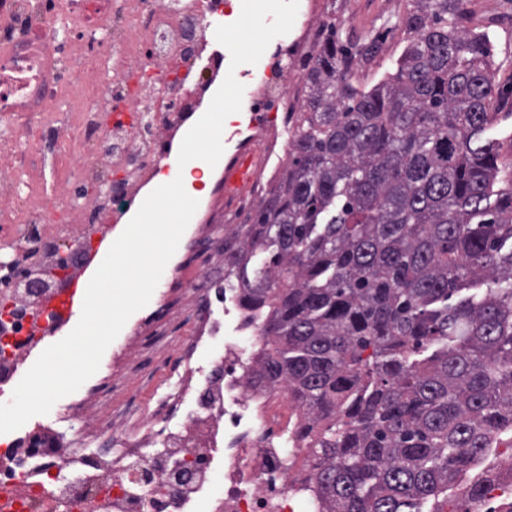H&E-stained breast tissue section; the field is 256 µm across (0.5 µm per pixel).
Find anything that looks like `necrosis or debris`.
Returning <instances> with one entry per match:
<instances>
[{"label": "necrosis or debris", "instance_id": "obj_1", "mask_svg": "<svg viewBox=\"0 0 512 512\" xmlns=\"http://www.w3.org/2000/svg\"><path fill=\"white\" fill-rule=\"evenodd\" d=\"M133 14L115 0H68L81 30L108 33L112 81L87 79L99 54L88 46L81 62L68 57L56 26L57 0H0L1 243L26 262L58 257L66 243L95 234L110 200L97 186L111 179L123 198L159 169L168 131L183 125L192 100L188 83L217 75L214 60L195 65L187 45L205 39L220 16V0H136ZM178 83L161 86L163 74ZM301 77L288 66L251 74L246 87L257 119L251 127L263 162L276 144L267 120L300 107ZM78 99V111L55 112L50 102ZM111 99V109L99 102ZM113 197V198H114ZM194 330L180 338L183 358L171 393L155 404L85 402L83 425L103 424L93 449L74 448L52 429L30 446L14 434L0 448V512H315L308 497L314 460L298 428L302 412L285 383L258 385L270 338L262 318L223 290L224 316L213 310L210 270L183 274ZM43 319L29 317L0 334V377L23 345L37 343ZM181 458L180 474L169 456ZM154 468L155 480L135 485L130 467ZM223 496L213 499L215 473Z\"/></svg>", "mask_w": 512, "mask_h": 512}]
</instances>
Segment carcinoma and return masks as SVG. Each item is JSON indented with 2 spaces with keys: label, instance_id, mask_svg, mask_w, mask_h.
<instances>
[{
  "label": "carcinoma",
  "instance_id": "obj_1",
  "mask_svg": "<svg viewBox=\"0 0 512 512\" xmlns=\"http://www.w3.org/2000/svg\"><path fill=\"white\" fill-rule=\"evenodd\" d=\"M409 2L397 70L368 90L353 69L378 39L320 25L288 170L224 229L241 303L267 317L264 378L310 412L325 512H443L512 433V158L486 136L491 43L463 29L464 0Z\"/></svg>",
  "mask_w": 512,
  "mask_h": 512
}]
</instances>
